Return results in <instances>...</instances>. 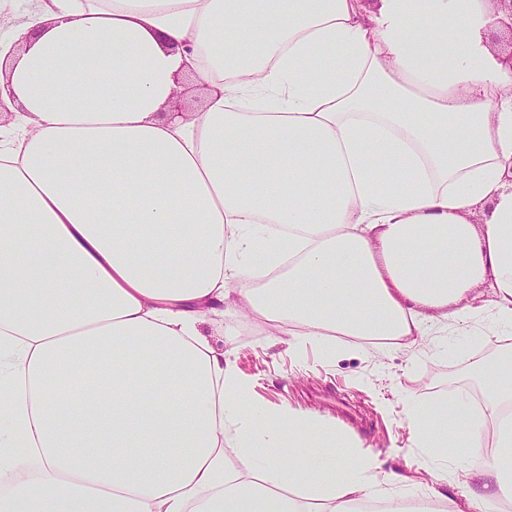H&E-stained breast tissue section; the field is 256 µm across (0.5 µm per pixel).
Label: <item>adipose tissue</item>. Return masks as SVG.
Listing matches in <instances>:
<instances>
[{
  "mask_svg": "<svg viewBox=\"0 0 512 512\" xmlns=\"http://www.w3.org/2000/svg\"><path fill=\"white\" fill-rule=\"evenodd\" d=\"M0 512H455L512 502L495 385L407 398L428 494L334 418L256 402L202 326L295 352L512 335V69L480 0H0ZM208 94L167 117L179 74ZM256 460L235 470L225 448ZM307 465H297L298 457Z\"/></svg>",
  "mask_w": 512,
  "mask_h": 512,
  "instance_id": "adipose-tissue-1",
  "label": "adipose tissue"
}]
</instances>
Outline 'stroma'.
Here are the masks:
<instances>
[{
    "instance_id": "35a3bbf8",
    "label": "stroma",
    "mask_w": 512,
    "mask_h": 512,
    "mask_svg": "<svg viewBox=\"0 0 512 512\" xmlns=\"http://www.w3.org/2000/svg\"><path fill=\"white\" fill-rule=\"evenodd\" d=\"M232 330L229 336L216 333L210 342L232 350V361L252 381L256 400L271 409L288 403L335 416L337 426L370 444L383 470L415 477L410 492L417 496L426 476L418 470L420 452L405 428L403 399L457 388L481 396L493 387L491 380L470 376L473 359L497 346L477 324L461 330L444 349L430 339L412 353L369 345L342 350L332 364L311 348L298 355L287 345H271L265 325L236 324Z\"/></svg>"
}]
</instances>
